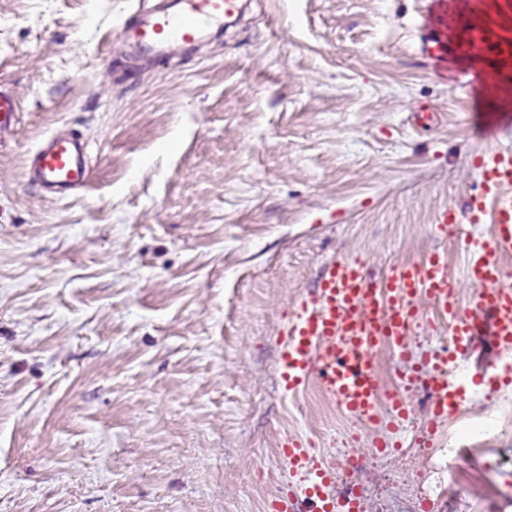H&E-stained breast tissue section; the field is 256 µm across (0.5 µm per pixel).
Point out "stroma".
<instances>
[{
  "label": "stroma",
  "mask_w": 512,
  "mask_h": 512,
  "mask_svg": "<svg viewBox=\"0 0 512 512\" xmlns=\"http://www.w3.org/2000/svg\"><path fill=\"white\" fill-rule=\"evenodd\" d=\"M141 0H0V72L20 122L0 154V512H268L288 487L280 443L309 444L364 512H489L512 488V385L463 413L503 430L448 469L428 424L424 360L380 350L410 414L347 415L311 378L285 396L280 332L332 260L383 278L440 250L462 276L485 146L512 151V90L482 112L463 70L416 51L431 0H245L188 54L126 56ZM64 129L89 188L58 200L27 154ZM401 371L417 378L398 386ZM389 449L374 454L376 442Z\"/></svg>",
  "instance_id": "obj_1"
}]
</instances>
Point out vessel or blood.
I'll list each match as a JSON object with an SVG mask.
<instances>
[{
	"mask_svg": "<svg viewBox=\"0 0 512 512\" xmlns=\"http://www.w3.org/2000/svg\"><path fill=\"white\" fill-rule=\"evenodd\" d=\"M433 2L439 7L438 29L421 32L418 52L441 63L453 55L477 53L479 77L511 85L512 0H501V19L464 22V35L454 42L448 39L447 0ZM237 5L238 0H153L123 23L120 34L161 60L172 45L194 48ZM18 112V99L1 75L0 152L14 142ZM27 164L32 184L59 199L86 190L92 178L87 146L73 136L49 135L29 153ZM474 164L482 173L481 189L470 198L466 214L448 208L435 218L443 227L464 221L494 227L489 238L468 244L462 280L477 288L471 307L461 308L457 288L462 280L449 276L446 258L438 252L393 266L378 283L359 260L332 261L282 331L280 374L288 394L300 392L316 373L324 390L353 417L375 421L385 405L394 416L406 417L401 395L383 390L375 359L384 347L405 354L407 338L421 320V299L447 320L450 332L451 351L431 360L427 379L435 420L462 409L471 387L512 382V275L500 263L503 254L512 253V151L483 150ZM483 334L490 336L495 358L470 383H462L453 373V359L466 355ZM283 452L297 489L277 499L273 512H361L356 497L336 495L335 468L319 465L312 449L289 439Z\"/></svg>",
	"mask_w": 512,
	"mask_h": 512,
	"instance_id": "vessel-or-blood-1",
	"label": "vessel or blood"
}]
</instances>
